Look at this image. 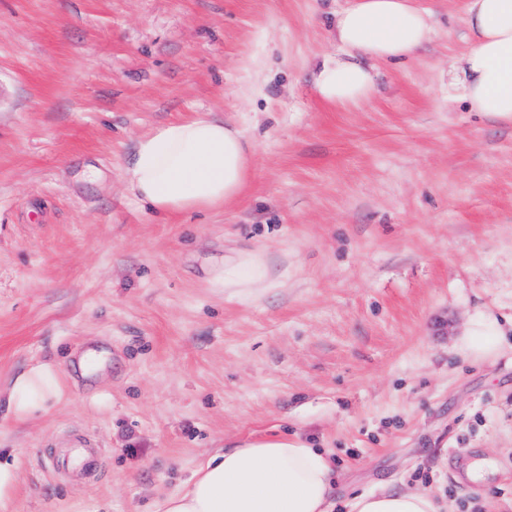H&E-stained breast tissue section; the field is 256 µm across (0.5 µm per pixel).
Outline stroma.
Masks as SVG:
<instances>
[{
    "label": "stroma",
    "mask_w": 512,
    "mask_h": 512,
    "mask_svg": "<svg viewBox=\"0 0 512 512\" xmlns=\"http://www.w3.org/2000/svg\"><path fill=\"white\" fill-rule=\"evenodd\" d=\"M420 2L432 40L342 109L315 72L346 0H0V512H152L216 449L273 435L327 453L334 512L394 489L512 512V118L454 80L462 0ZM209 114L255 143L254 175L158 220L121 171ZM246 253L277 287L219 281ZM483 316L501 349L464 356ZM49 360L63 402L15 425L11 378ZM86 447L89 472L48 470ZM476 454L497 471L461 480Z\"/></svg>",
    "instance_id": "obj_1"
}]
</instances>
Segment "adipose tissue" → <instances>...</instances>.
<instances>
[{
	"label": "adipose tissue",
	"instance_id": "obj_1",
	"mask_svg": "<svg viewBox=\"0 0 512 512\" xmlns=\"http://www.w3.org/2000/svg\"><path fill=\"white\" fill-rule=\"evenodd\" d=\"M470 46L460 71L470 111L512 116V0H465ZM430 14L419 0H348L336 13L341 57L324 60L316 88L337 108L368 101L372 62L411 58L430 40ZM255 146L243 128L198 117L141 137L124 167L128 192L166 218L210 211L238 198L254 171ZM228 288H268L272 281L256 254L226 259ZM63 399L62 373L44 362L14 377L8 410L23 424ZM333 468L325 453L302 438L247 440L200 462L191 477L155 504L156 512H331ZM351 512H440L429 494L379 491L354 498Z\"/></svg>",
	"mask_w": 512,
	"mask_h": 512
}]
</instances>
